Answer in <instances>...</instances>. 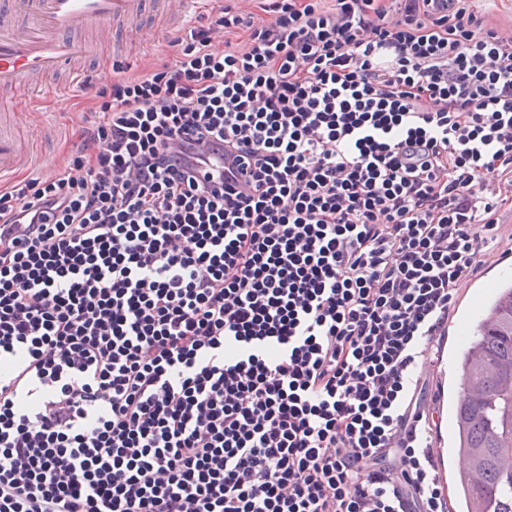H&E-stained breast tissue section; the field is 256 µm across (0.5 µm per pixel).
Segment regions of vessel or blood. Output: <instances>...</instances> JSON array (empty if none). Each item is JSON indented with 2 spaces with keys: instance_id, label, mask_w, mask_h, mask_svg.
Wrapping results in <instances>:
<instances>
[{
  "instance_id": "1",
  "label": "vessel or blood",
  "mask_w": 512,
  "mask_h": 512,
  "mask_svg": "<svg viewBox=\"0 0 512 512\" xmlns=\"http://www.w3.org/2000/svg\"><path fill=\"white\" fill-rule=\"evenodd\" d=\"M143 0H0V89L42 87L66 61L83 56L86 23L132 26ZM23 164L19 144L0 134V178Z\"/></svg>"
}]
</instances>
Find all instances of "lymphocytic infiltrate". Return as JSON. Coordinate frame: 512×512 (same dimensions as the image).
Masks as SVG:
<instances>
[{
    "instance_id": "obj_1",
    "label": "lymphocytic infiltrate",
    "mask_w": 512,
    "mask_h": 512,
    "mask_svg": "<svg viewBox=\"0 0 512 512\" xmlns=\"http://www.w3.org/2000/svg\"><path fill=\"white\" fill-rule=\"evenodd\" d=\"M260 8L0 187V512H448L422 359L502 244L512 29Z\"/></svg>"
}]
</instances>
